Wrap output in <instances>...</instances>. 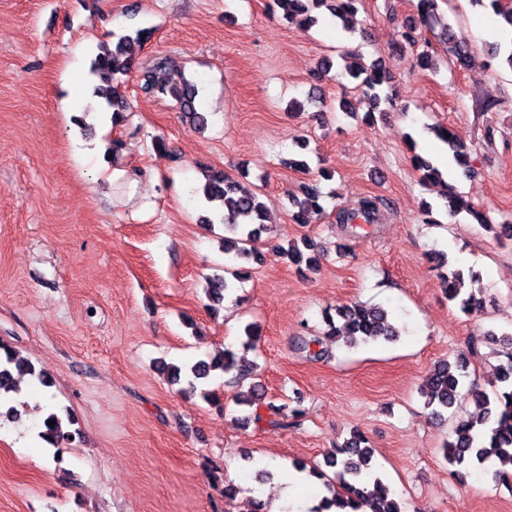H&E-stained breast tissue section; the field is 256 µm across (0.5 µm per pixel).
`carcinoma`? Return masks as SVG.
<instances>
[{
	"mask_svg": "<svg viewBox=\"0 0 512 512\" xmlns=\"http://www.w3.org/2000/svg\"><path fill=\"white\" fill-rule=\"evenodd\" d=\"M282 7L288 21L301 31L308 32L318 26L329 13L333 19L347 24L348 19L358 11L362 0H275ZM480 6H489L495 16L501 18L507 28H512V8L501 5V0H471ZM437 0H417L416 17L407 20L399 27L396 40L403 46L415 50L416 59L421 68L432 65L434 57L429 42L421 41V29L430 27L436 20ZM149 28L124 30L112 33V44L101 43L98 52L90 64V73L98 80L93 95L101 99L99 106L111 113L112 124L124 125L129 122L132 108L119 92L132 73L144 44L151 38ZM441 40L447 45L448 61L464 65L470 55L471 43L467 37L453 26H447L441 33ZM169 60L165 56L154 57L139 75L143 92L160 100H170L182 113V117L200 129L206 128L208 117L199 111L197 99L199 89L195 81L181 75L177 78L167 73ZM353 90L363 94L367 101V116H374L380 106L391 109L395 105L393 95L385 92L384 86L391 82L383 56L365 61L354 58L344 66L341 73ZM449 137H444V133ZM437 137L448 145V155L455 164L466 172H474L471 159L463 143L450 132L439 127ZM410 150L416 168L421 172V180L441 186L440 199L447 215L456 217L462 214L473 217L485 229L496 228L499 238L512 240V225L493 226L490 217L478 209L467 195L446 181L439 165L416 153V142L409 140ZM333 179V172L327 169L317 171L315 182L302 186L301 195L291 201L290 220L294 224H310L325 214L322 204L323 193L317 182ZM206 215L201 219L204 224L219 222L224 225L228 236L224 237V254L229 265L224 274H215L207 278L205 294L208 308L217 313L224 307L227 294L252 277L249 263L259 260L258 246L263 243V235L271 231L266 224L267 207L261 200L257 188L244 184L221 169L205 172V183L196 189ZM378 201L375 197H364L356 206L339 208L334 213V224L340 232L349 237L356 229L377 223ZM281 253L289 263L297 267L313 270L325 256L324 249L312 238L304 236L290 240ZM445 284L444 293L448 301L457 304L461 311L477 313L484 308L486 298L481 286L479 273L456 269L442 274ZM327 330L320 334L298 337L297 349L313 360L330 357V346L341 341L350 348L368 344L379 339L393 342L401 336V329L382 307H366L357 303L339 306L334 311H325L323 315ZM261 340L256 324L249 322L243 327L241 345L244 350L255 349ZM485 342L509 346L510 352L505 359L493 366L494 382L492 393L471 387V397L476 412L460 418L453 429L450 440L443 445L444 457L453 467V474L459 480L469 475L474 467L486 468L497 457L512 463V333L497 334L493 331L484 335ZM160 371L166 374L172 386H178L177 393L189 397L197 390L196 382L207 379L216 373L232 375L231 383L242 385L249 381L248 389L239 391L235 404L252 409L248 419L259 424L269 419L273 425L288 426V417L297 418L303 414L299 407L289 404L279 405L266 401L262 381L255 373V365L247 359L237 356L233 351L224 349L213 355L199 359L188 366L161 363ZM28 374L34 377L40 386H52V378L44 371H38L33 364L21 359L8 345L0 343V391L6 393L13 389L14 373ZM469 376L468 359L458 356L455 361L447 359L437 361L421 387L425 405L440 416L457 403L458 391L463 380ZM55 424L50 426L48 421ZM75 418L70 413L51 412L43 421L39 437L48 446L54 448V456L79 435L74 428ZM375 449L368 445L363 433L353 432L342 444L327 454L324 463L333 469L327 474L316 467L309 470L321 481L327 495L321 497L313 512H402L399 501L394 497L390 486L374 471Z\"/></svg>",
	"mask_w": 512,
	"mask_h": 512,
	"instance_id": "cac0c4a2",
	"label": "carcinoma"
}]
</instances>
